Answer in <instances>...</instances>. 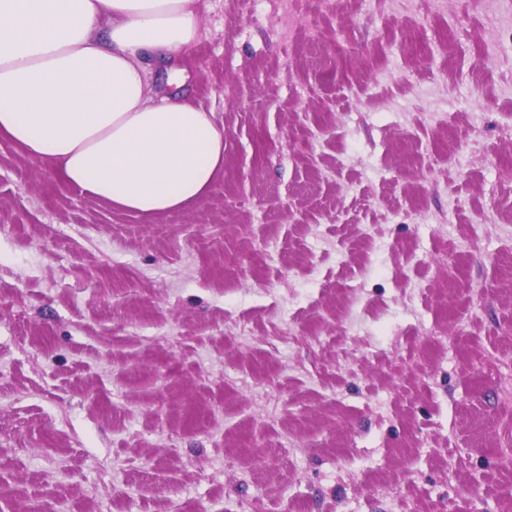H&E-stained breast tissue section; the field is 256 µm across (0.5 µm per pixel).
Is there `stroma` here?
I'll use <instances>...</instances> for the list:
<instances>
[{
	"mask_svg": "<svg viewBox=\"0 0 512 512\" xmlns=\"http://www.w3.org/2000/svg\"><path fill=\"white\" fill-rule=\"evenodd\" d=\"M200 23L193 208L0 139V512H512V0Z\"/></svg>",
	"mask_w": 512,
	"mask_h": 512,
	"instance_id": "obj_1",
	"label": "stroma"
}]
</instances>
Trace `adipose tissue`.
Wrapping results in <instances>:
<instances>
[{"mask_svg":"<svg viewBox=\"0 0 512 512\" xmlns=\"http://www.w3.org/2000/svg\"><path fill=\"white\" fill-rule=\"evenodd\" d=\"M200 7L0 0V139L123 211L200 203L224 170V124L151 86L200 41Z\"/></svg>","mask_w":512,"mask_h":512,"instance_id":"ef3b65f1","label":"adipose tissue"}]
</instances>
